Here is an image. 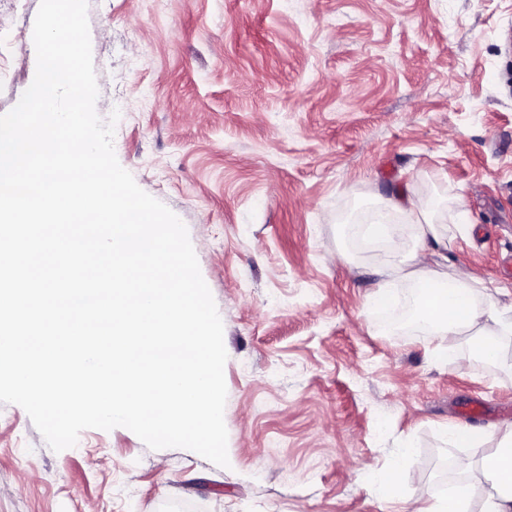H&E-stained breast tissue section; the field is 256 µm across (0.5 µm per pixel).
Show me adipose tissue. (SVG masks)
<instances>
[{"label": "adipose tissue", "instance_id": "1", "mask_svg": "<svg viewBox=\"0 0 512 512\" xmlns=\"http://www.w3.org/2000/svg\"><path fill=\"white\" fill-rule=\"evenodd\" d=\"M394 208L414 221L417 244L414 248L397 252L390 268L382 271L376 304L384 305L393 298V276L413 281L419 290L418 319L428 323L434 333L440 335L468 333L474 336L472 358L461 361V368H469L474 360L487 364L495 362L500 350L488 326L494 323L502 329H512V319L492 306L484 311L477 308L469 289L475 279L472 270L459 266L449 274L437 268L434 257L447 249L448 244L439 225L426 220L422 202L401 197L395 200ZM485 465L494 479L496 492L487 501L484 512H512V430L500 438ZM368 474L382 491L384 499L396 504V512H466V498L462 495L452 500H434L423 489L403 494L397 467L383 470L372 467Z\"/></svg>", "mask_w": 512, "mask_h": 512}]
</instances>
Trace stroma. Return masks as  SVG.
<instances>
[{"mask_svg": "<svg viewBox=\"0 0 512 512\" xmlns=\"http://www.w3.org/2000/svg\"><path fill=\"white\" fill-rule=\"evenodd\" d=\"M39 6L0 17V115L34 79ZM88 21L117 159L186 225L223 321L230 465L124 427L57 453L0 404V512H392L362 467L394 461L435 496L450 462L478 512L512 334L466 371L468 335L383 334L394 250L349 225L427 201L476 305L512 315V0H89Z\"/></svg>", "mask_w": 512, "mask_h": 512, "instance_id": "stroma-1", "label": "stroma"}]
</instances>
